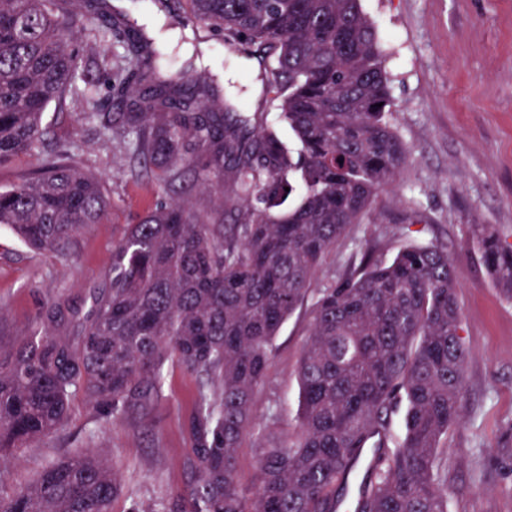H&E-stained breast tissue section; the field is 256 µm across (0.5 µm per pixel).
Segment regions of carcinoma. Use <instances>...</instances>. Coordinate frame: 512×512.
<instances>
[{"label": "carcinoma", "mask_w": 512, "mask_h": 512, "mask_svg": "<svg viewBox=\"0 0 512 512\" xmlns=\"http://www.w3.org/2000/svg\"><path fill=\"white\" fill-rule=\"evenodd\" d=\"M105 0H0V165L22 155L38 166L0 187V224L34 250L59 247L111 205L109 193L67 148L46 150L43 117L64 112L77 89L104 136L139 159L160 185L197 170L234 213L223 224L161 202L128 225L105 282L86 312L70 310L80 337L57 336L63 308L32 333L0 345V459L57 432L80 393L99 415L150 412L165 365L194 374L186 486L173 509L161 501L129 512H448L442 440L458 426L469 352L461 337L454 261L434 242L409 241L385 261L371 244L317 290L297 366L298 432L268 436L250 488L237 481L250 406L273 340L302 307L316 273L374 197L393 184L404 147L373 24L360 0H185L196 23L270 44L269 86L289 147L264 115L214 102L205 76L167 74L162 48ZM111 50L112 98L100 112L74 27ZM152 83L142 87L144 76ZM297 204L277 211L293 182ZM485 271L512 300V242L491 224L471 225ZM405 405L400 440L390 413ZM373 448L354 494L349 479ZM115 466L93 452L63 457L0 498V512H112Z\"/></svg>", "instance_id": "cac0c4a2"}]
</instances>
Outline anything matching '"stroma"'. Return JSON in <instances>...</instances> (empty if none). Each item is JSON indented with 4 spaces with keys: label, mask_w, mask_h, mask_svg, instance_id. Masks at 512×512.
<instances>
[{
    "label": "stroma",
    "mask_w": 512,
    "mask_h": 512,
    "mask_svg": "<svg viewBox=\"0 0 512 512\" xmlns=\"http://www.w3.org/2000/svg\"><path fill=\"white\" fill-rule=\"evenodd\" d=\"M360 6L377 32L394 102L392 123L406 155L393 187L374 199L377 222L352 227L315 285L337 279L373 241L389 255L412 237L447 246L455 259L460 336L470 353L464 418L443 442L448 512H512V301L489 279L470 230L493 224L512 233V0H361ZM194 37L205 42L207 63H198L180 44L173 68L211 74L219 96L234 102L237 111L264 109L269 125L278 126L265 73L227 53L217 33L198 31ZM79 113L76 107L46 113L47 140L72 146L85 169L103 179L111 207L101 223L52 251L31 250L0 228V342L5 344L30 334L53 302L87 308L133 214L188 196L201 211L223 216L217 199L226 193L225 182L209 190L194 186L188 175L164 189L150 178H131L127 152ZM414 209L422 221L411 225L407 216ZM310 310L307 304L298 309L274 340L251 405L255 430L239 450L242 487L256 479L260 433L296 435V368ZM197 395L195 375L172 363L148 415L105 418L75 396L62 429L0 465L7 472L0 494L10 495L62 456L91 450L120 472L123 493L113 512L161 497L177 500L185 488L188 417Z\"/></svg>",
    "instance_id": "stroma-1"
}]
</instances>
